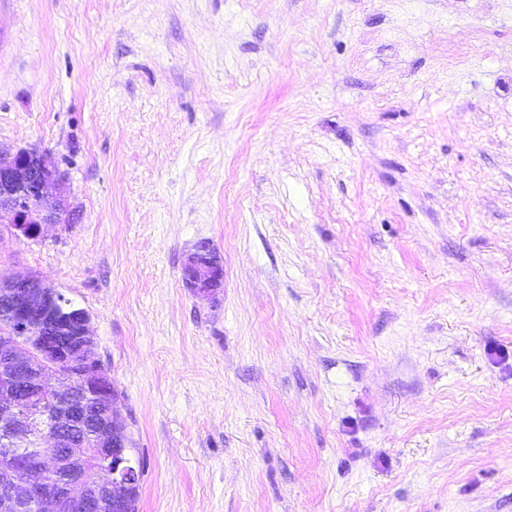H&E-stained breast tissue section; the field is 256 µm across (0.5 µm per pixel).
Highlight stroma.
Segmentation results:
<instances>
[{
  "label": "stroma",
  "mask_w": 512,
  "mask_h": 512,
  "mask_svg": "<svg viewBox=\"0 0 512 512\" xmlns=\"http://www.w3.org/2000/svg\"><path fill=\"white\" fill-rule=\"evenodd\" d=\"M0 147L66 173L0 276L90 313L137 512H512V0H0ZM185 288L196 295L212 297L222 287L224 264L207 240L199 241L182 268Z\"/></svg>",
  "instance_id": "stroma-1"
}]
</instances>
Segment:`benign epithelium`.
I'll return each mask as SVG.
<instances>
[{"label": "benign epithelium", "instance_id": "1", "mask_svg": "<svg viewBox=\"0 0 512 512\" xmlns=\"http://www.w3.org/2000/svg\"><path fill=\"white\" fill-rule=\"evenodd\" d=\"M65 172L49 153L35 148H0V224L16 235L40 237L52 224H69L74 210L63 194ZM184 286L212 297L222 287L224 264L207 240L198 242L182 268ZM5 289L7 316L0 320V358L10 366L0 376V424L22 436L39 420H47L43 447L30 454L0 451V512H19L30 504L39 512H131L138 494L141 468L127 450L133 440L118 412L112 381L94 357L91 316L80 307L64 308L62 293L34 274L12 275ZM49 331L74 336L77 343L59 352L46 339ZM80 392L108 409L106 428L112 451L96 448L93 478L67 469L57 448L64 444V421L80 422L71 406ZM66 471L63 480L46 479Z\"/></svg>", "mask_w": 512, "mask_h": 512}]
</instances>
